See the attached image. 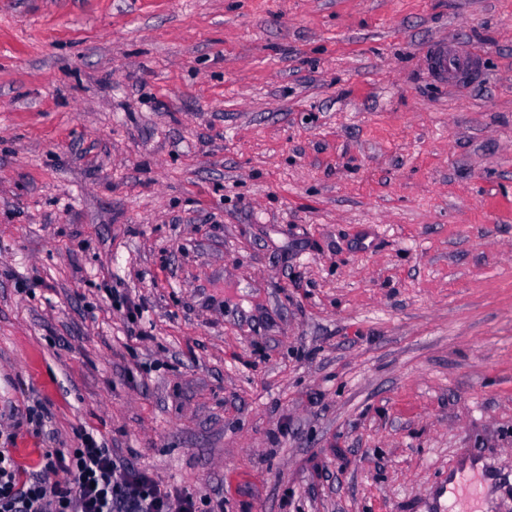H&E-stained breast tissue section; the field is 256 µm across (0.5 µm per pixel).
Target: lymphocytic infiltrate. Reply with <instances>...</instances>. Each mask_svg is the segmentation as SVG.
<instances>
[{"label": "lymphocytic infiltrate", "instance_id": "lymphocytic-infiltrate-1", "mask_svg": "<svg viewBox=\"0 0 512 512\" xmlns=\"http://www.w3.org/2000/svg\"><path fill=\"white\" fill-rule=\"evenodd\" d=\"M209 504L125 463L88 432L68 451L45 449L32 469L0 448V512H201Z\"/></svg>", "mask_w": 512, "mask_h": 512}]
</instances>
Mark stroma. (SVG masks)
<instances>
[{
  "instance_id": "stroma-1",
  "label": "stroma",
  "mask_w": 512,
  "mask_h": 512,
  "mask_svg": "<svg viewBox=\"0 0 512 512\" xmlns=\"http://www.w3.org/2000/svg\"><path fill=\"white\" fill-rule=\"evenodd\" d=\"M81 431L224 512H512V0H0V448Z\"/></svg>"
}]
</instances>
